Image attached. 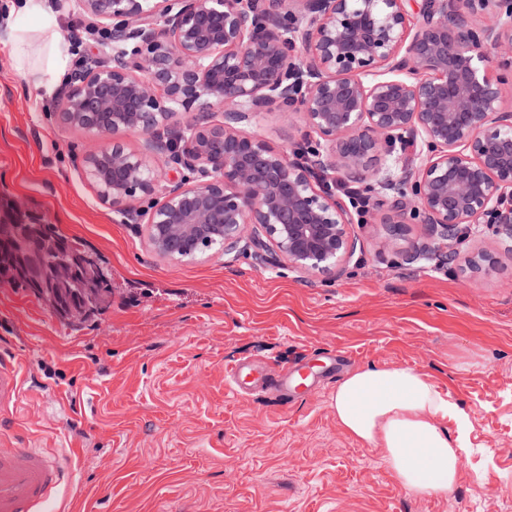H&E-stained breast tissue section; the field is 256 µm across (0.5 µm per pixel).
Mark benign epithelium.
<instances>
[{"mask_svg":"<svg viewBox=\"0 0 512 512\" xmlns=\"http://www.w3.org/2000/svg\"><path fill=\"white\" fill-rule=\"evenodd\" d=\"M410 2L80 0L112 44L71 76L60 120L91 142L99 199L145 219L163 256L232 252L252 226L302 272L335 271L356 250L339 176L382 197L389 223L428 225L455 262L472 224L512 241V0ZM180 112L195 116L162 136ZM260 112L299 116L311 154L245 132ZM129 133L195 173L147 212L130 202L163 176L121 144Z\"/></svg>","mask_w":512,"mask_h":512,"instance_id":"7a95c632","label":"benign epithelium"}]
</instances>
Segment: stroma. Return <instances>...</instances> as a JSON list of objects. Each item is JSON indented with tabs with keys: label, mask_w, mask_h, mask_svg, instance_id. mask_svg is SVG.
Returning a JSON list of instances; mask_svg holds the SVG:
<instances>
[{
	"label": "stroma",
	"mask_w": 512,
	"mask_h": 512,
	"mask_svg": "<svg viewBox=\"0 0 512 512\" xmlns=\"http://www.w3.org/2000/svg\"><path fill=\"white\" fill-rule=\"evenodd\" d=\"M32 33L25 56L0 43V199L75 239L111 292L83 317L0 279V357L24 379L12 421L25 444L58 455L78 447L62 512H512V254L491 224L458 249L414 264L428 227L400 235L382 211L352 224L357 248L336 272L308 276L267 244L168 259L148 227L127 224L83 173L89 142L59 120L60 94L36 73L46 47L70 48L79 0ZM284 148L299 120L275 112L251 125ZM307 367L308 386L281 394L225 390L229 368ZM409 365L467 417L468 445L445 497L406 492L382 449L348 436L332 397L348 372Z\"/></svg>",
	"instance_id": "obj_1"
}]
</instances>
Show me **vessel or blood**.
<instances>
[{"label":"vessel or blood","mask_w":512,"mask_h":512,"mask_svg":"<svg viewBox=\"0 0 512 512\" xmlns=\"http://www.w3.org/2000/svg\"><path fill=\"white\" fill-rule=\"evenodd\" d=\"M22 393L17 368L0 359V418ZM69 474L68 459L20 447L0 433V512H47Z\"/></svg>","instance_id":"obj_1"}]
</instances>
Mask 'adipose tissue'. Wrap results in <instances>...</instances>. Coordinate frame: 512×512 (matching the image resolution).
Returning a JSON list of instances; mask_svg holds the SVG:
<instances>
[{
  "mask_svg": "<svg viewBox=\"0 0 512 512\" xmlns=\"http://www.w3.org/2000/svg\"><path fill=\"white\" fill-rule=\"evenodd\" d=\"M349 436L384 450L399 484L418 496H444L468 454L464 433L449 437L458 408L425 374L406 365L348 373L332 403Z\"/></svg>",
  "mask_w": 512,
  "mask_h": 512,
  "instance_id": "obj_1",
  "label": "adipose tissue"
}]
</instances>
